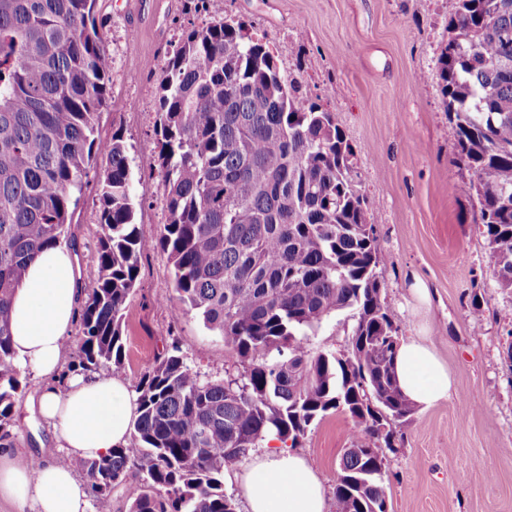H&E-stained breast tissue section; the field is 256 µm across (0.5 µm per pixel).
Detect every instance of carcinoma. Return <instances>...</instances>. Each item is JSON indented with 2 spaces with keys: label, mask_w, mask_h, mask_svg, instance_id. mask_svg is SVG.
Masks as SVG:
<instances>
[{
  "label": "carcinoma",
  "mask_w": 512,
  "mask_h": 512,
  "mask_svg": "<svg viewBox=\"0 0 512 512\" xmlns=\"http://www.w3.org/2000/svg\"><path fill=\"white\" fill-rule=\"evenodd\" d=\"M96 0H0V446H11L28 387L10 304L29 263L60 243L83 178L107 165L95 286L81 310L70 370L124 369L123 311L141 255L171 265L183 311L224 338L242 364L201 374L178 342L134 385L125 444L69 460L93 492L125 487V512H237L224 474L270 436L296 448L341 412L351 447L334 512H388L385 453L415 406L397 384L400 327L381 298L382 251L332 113L279 68L265 37L224 15L188 31L158 75L155 136L166 222L136 223L134 171L118 133L96 136L112 61ZM440 79L457 148L476 177L497 285L512 288V0H457ZM350 311V347L314 352L307 336ZM365 448L377 449L368 455Z\"/></svg>",
  "instance_id": "obj_1"
}]
</instances>
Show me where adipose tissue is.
<instances>
[{"instance_id": "1", "label": "adipose tissue", "mask_w": 512, "mask_h": 512, "mask_svg": "<svg viewBox=\"0 0 512 512\" xmlns=\"http://www.w3.org/2000/svg\"><path fill=\"white\" fill-rule=\"evenodd\" d=\"M72 255L63 245L41 252L29 265L12 299L11 333L18 361L32 366L42 384L34 397L39 414L52 421L65 455L97 458L123 444L137 416L128 384L104 374L61 380L63 344L78 317ZM396 377L406 397L429 407L447 399V368L420 341L401 343ZM236 478L248 512H327L322 481L291 448L270 445L253 455ZM33 512H89L86 484L56 460L38 470L0 451V501Z\"/></svg>"}]
</instances>
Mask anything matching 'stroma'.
<instances>
[{"mask_svg": "<svg viewBox=\"0 0 512 512\" xmlns=\"http://www.w3.org/2000/svg\"><path fill=\"white\" fill-rule=\"evenodd\" d=\"M457 0H96L112 58L107 104L97 124L106 141L121 134L134 159L137 221L145 236L166 219L154 127L158 72L183 34L211 13L242 20L266 36L284 73L300 76L308 97L332 112L354 152L362 193L383 252L381 294L401 338L425 337L454 384L448 400L417 409L387 453L389 512H512V291L497 287L480 234L472 171L456 147L438 60ZM93 162L71 224L61 239L72 249L80 288L91 290L102 233ZM483 309L472 322L473 303ZM354 320L331 316L310 336L312 350L346 351ZM123 380L135 385L162 348L178 341L187 362L215 378L233 368L223 337L180 310L171 267L161 251L145 252L124 310ZM40 384L30 376L13 412V450L20 461L60 456L52 425L31 407ZM351 420L325 417L298 451L333 494Z\"/></svg>", "mask_w": 512, "mask_h": 512, "instance_id": "1", "label": "stroma"}]
</instances>
